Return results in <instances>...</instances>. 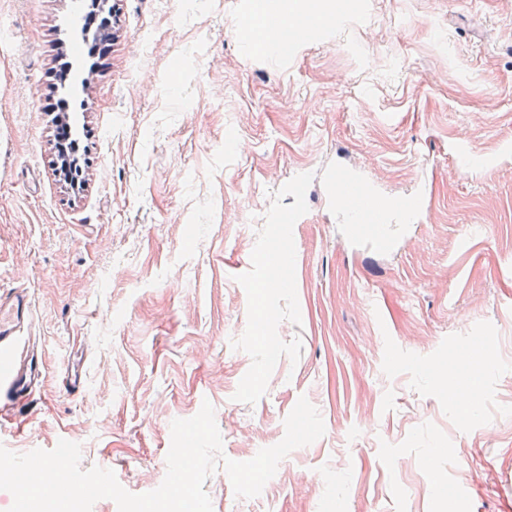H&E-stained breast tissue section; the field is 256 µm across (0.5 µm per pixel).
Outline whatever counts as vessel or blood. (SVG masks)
Listing matches in <instances>:
<instances>
[{
	"label": "vessel or blood",
	"mask_w": 512,
	"mask_h": 512,
	"mask_svg": "<svg viewBox=\"0 0 512 512\" xmlns=\"http://www.w3.org/2000/svg\"><path fill=\"white\" fill-rule=\"evenodd\" d=\"M330 188L332 201L348 217L344 226L348 241L376 246L387 243V215L373 183L340 166L331 176ZM31 319L32 303L26 286L0 291V359L8 363L7 370L0 372V410L20 409L44 381L41 353L26 335ZM84 361L83 350L72 347L63 372L64 386L71 395L83 392Z\"/></svg>",
	"instance_id": "1"
}]
</instances>
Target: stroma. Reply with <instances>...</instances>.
Instances as JSON below:
<instances>
[{
    "label": "stroma",
    "instance_id": "1",
    "mask_svg": "<svg viewBox=\"0 0 512 512\" xmlns=\"http://www.w3.org/2000/svg\"><path fill=\"white\" fill-rule=\"evenodd\" d=\"M109 2L108 66L74 89L75 192L48 101L75 2L0 0V289L30 288L45 368L0 421L7 449L76 442L82 468L142 494L165 477L172 421L203 402L224 455L247 461L304 397L324 435L251 499L216 468L213 512H512V0H335L284 64L244 36L254 0ZM457 140L476 155L460 174ZM339 162L389 208L426 194L424 222L390 218L388 250L347 242L325 200ZM287 212L293 281L266 288ZM472 336L487 339L475 428L419 364ZM447 446L455 460L426 468ZM84 352L73 345L70 360L63 372V383L66 390L73 396L81 395L84 389Z\"/></svg>",
    "mask_w": 512,
    "mask_h": 512
}]
</instances>
